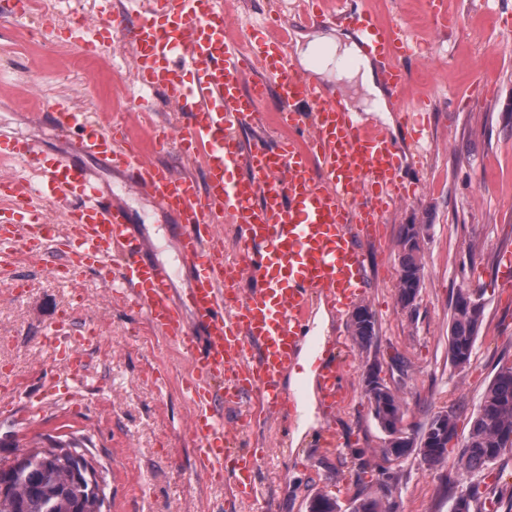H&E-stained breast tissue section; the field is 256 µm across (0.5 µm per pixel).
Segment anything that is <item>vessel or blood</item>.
<instances>
[{"label":"vessel or blood","mask_w":512,"mask_h":512,"mask_svg":"<svg viewBox=\"0 0 512 512\" xmlns=\"http://www.w3.org/2000/svg\"><path fill=\"white\" fill-rule=\"evenodd\" d=\"M99 16L98 37L82 46V54L98 55L104 40L123 33L138 60L140 87L177 105L185 121L160 126L147 145L124 122L101 132L88 113L69 108L53 112L54 126L63 137L78 132L76 151L124 171L131 187L178 218L190 285L175 290L171 270L147 257L144 239L95 173L61 159L0 182V199L20 208H35L42 198L85 199L68 210L63 227L39 216L30 224L0 221V283L13 284L18 250L51 257L52 272L72 283L90 270L119 283L129 307L143 313L189 365L186 392L207 476L251 499L253 473L267 451L234 447L224 431V409L254 396L266 411L287 415L290 398L280 379L302 346L314 300L350 309L363 282L355 239H371L383 214L419 185L383 130L354 125L342 98L292 63L290 31L274 41L240 44L228 32L224 0H139L130 16L104 0ZM347 16L363 49L379 60L404 125H416L406 98L404 26L374 22L361 0H350ZM249 73L254 80L248 85ZM269 123L283 130V138L239 135ZM174 148L201 159L202 179L148 157ZM228 225L236 253L231 260L224 257ZM241 276L251 282L242 294L235 290ZM45 342L64 355L58 379L79 382V351L54 326ZM321 378L324 398L339 402L340 361L324 365ZM230 456L235 462L228 470Z\"/></svg>","instance_id":"1"}]
</instances>
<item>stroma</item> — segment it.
I'll use <instances>...</instances> for the list:
<instances>
[{"mask_svg": "<svg viewBox=\"0 0 512 512\" xmlns=\"http://www.w3.org/2000/svg\"><path fill=\"white\" fill-rule=\"evenodd\" d=\"M305 0H237L229 16L232 34L270 36L263 16L287 13L293 30L307 29ZM380 19L402 22L412 50L428 43L442 59L412 65L407 97L425 102L421 122L430 137L425 151L405 140L397 112L353 113L355 124L387 132L406 163L419 164L421 188L386 213L383 234L362 246L367 283L356 299L378 323L369 351L352 341L349 314L315 301L306 336L343 345L346 383L338 406L325 403L311 381L324 358L303 345L283 389L297 388L299 412L288 417L292 432L287 456L275 454L279 422L268 417L243 424L235 411L224 422L244 446L268 449L257 482L269 500L238 497L229 484L204 475V463L188 431L192 405L184 391L185 359L151 331L145 318L122 300L96 272L76 285L56 279L42 262L20 257L16 278L21 294L0 287V387L30 396L32 415L20 421L0 413V459L34 447L47 437L88 436L86 458L107 473L108 512H307L306 503L324 492L348 503L359 493L390 484L396 512H451L458 491L479 485L484 512H512V451L474 478L457 473L456 449L430 469L418 455L385 461L386 435L364 394L369 364L405 400L404 425L417 433L443 409H454L457 432L466 436L481 395L499 365L512 363V0H446L450 29L435 30L429 0H366ZM10 0H0V140L29 143L46 157H70L95 169L98 182L125 209L157 261L169 266L175 288L188 285L180 265L174 221L148 196L132 191L122 171L91 157L70 154L48 114L56 102L107 122L124 113L131 135L147 141L151 125L177 119L176 106L159 95L142 103L128 96L132 65L118 44L96 59L83 56L66 37L75 17H96L99 0H48L45 14L15 21ZM480 72L483 96L467 103L470 76ZM424 224L425 276L418 316L396 303V242L402 225ZM482 289L484 319L470 365L459 369L447 358L448 321L458 288ZM68 316L80 331L95 326L96 339L83 347L87 382L79 397L57 400L43 387L59 360L42 340L50 322ZM331 432L335 451L320 446Z\"/></svg>", "mask_w": 512, "mask_h": 512, "instance_id": "stroma-1", "label": "stroma"}]
</instances>
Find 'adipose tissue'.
Wrapping results in <instances>:
<instances>
[{"label": "adipose tissue", "mask_w": 512, "mask_h": 512, "mask_svg": "<svg viewBox=\"0 0 512 512\" xmlns=\"http://www.w3.org/2000/svg\"><path fill=\"white\" fill-rule=\"evenodd\" d=\"M298 39L303 44L300 52L302 60H309L312 51L319 46L330 47L340 53L341 57L349 59L350 64L341 68L340 76L359 86L372 104L378 105L384 101V83L373 62L362 54L352 36L344 31H337L329 36L317 31L299 34Z\"/></svg>", "instance_id": "obj_1"}]
</instances>
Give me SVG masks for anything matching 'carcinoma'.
Listing matches in <instances>:
<instances>
[{"mask_svg":"<svg viewBox=\"0 0 512 512\" xmlns=\"http://www.w3.org/2000/svg\"><path fill=\"white\" fill-rule=\"evenodd\" d=\"M428 225L404 224L397 240L399 274L396 300L408 313L416 311L424 265L422 241ZM484 316L480 290L461 288L452 301L448 321V361L462 369L471 362L475 342ZM352 340L369 350L377 338V320H350ZM381 368L373 363L363 379L364 393L381 427L404 419L403 400L379 377ZM436 413L421 429L419 439L412 441L415 449L399 448L408 455L416 452L429 467L440 465L439 458L456 437V412L450 411L443 426ZM512 439V367L498 369L485 388L470 430L457 454L456 469L471 475L496 462ZM0 488V512H104L107 501L105 479L89 464L76 441L58 442L49 448H34L16 458ZM337 499L318 493L307 503V512H332ZM389 502L372 493L353 499L350 512H389ZM452 512H481L478 491L455 497Z\"/></svg>","mask_w":512,"mask_h":512,"instance_id":"carcinoma-1","label":"carcinoma"}]
</instances>
